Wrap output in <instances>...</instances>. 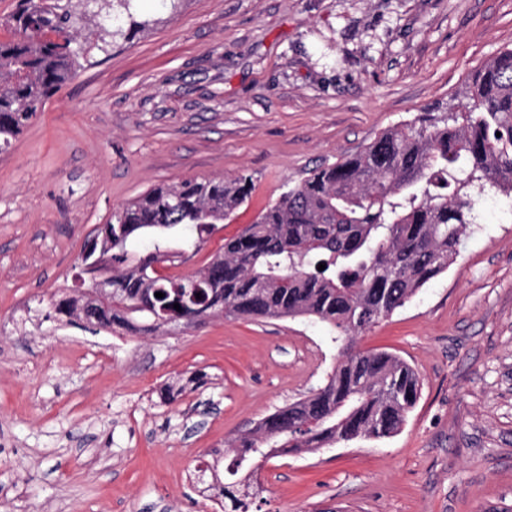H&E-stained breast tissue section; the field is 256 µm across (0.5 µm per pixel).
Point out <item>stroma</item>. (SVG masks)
Here are the masks:
<instances>
[{"mask_svg":"<svg viewBox=\"0 0 512 512\" xmlns=\"http://www.w3.org/2000/svg\"><path fill=\"white\" fill-rule=\"evenodd\" d=\"M133 38L80 39L75 75L0 151V512H223L213 451L321 386L341 344L307 317L88 331L95 230L161 184L255 190L209 262L289 186L385 129L458 105L512 47V0H139ZM457 261L356 339L419 372L393 438L281 454L260 512H512V197L488 194ZM182 387L175 401L167 385Z\"/></svg>","mask_w":512,"mask_h":512,"instance_id":"1","label":"stroma"}]
</instances>
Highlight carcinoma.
<instances>
[{
  "label": "carcinoma",
  "instance_id": "obj_1",
  "mask_svg": "<svg viewBox=\"0 0 512 512\" xmlns=\"http://www.w3.org/2000/svg\"><path fill=\"white\" fill-rule=\"evenodd\" d=\"M82 2L76 16L64 0H19L12 35L0 39V149L73 75V43L102 16L100 0ZM462 98L455 112H428L312 170L189 275L159 276L155 267L178 260V236L200 248L252 196L251 177L157 186L86 242L79 274L86 289L54 302L71 322L150 334L183 318L306 316L347 341L323 385L235 437L223 471L209 467L214 478H233L222 488L228 512H249L261 463L390 438L416 406L422 383L409 363L387 351L354 352L352 344L448 271L479 218L474 196H512V48L478 68ZM134 238L150 250L129 251ZM93 276L112 280V301L87 299Z\"/></svg>",
  "mask_w": 512,
  "mask_h": 512
}]
</instances>
